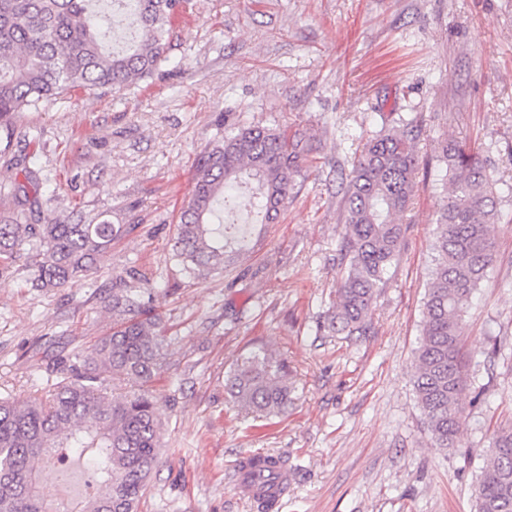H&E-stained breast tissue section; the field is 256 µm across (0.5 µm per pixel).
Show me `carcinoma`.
<instances>
[{"label": "carcinoma", "mask_w": 512, "mask_h": 512, "mask_svg": "<svg viewBox=\"0 0 512 512\" xmlns=\"http://www.w3.org/2000/svg\"><path fill=\"white\" fill-rule=\"evenodd\" d=\"M186 0H112V14L93 0H0V156L9 190L27 215L0 217V275L24 252L35 257L33 285L65 288L86 276L126 224H71L41 214L40 179L27 157L12 153L33 128L20 115L71 92H121L161 73L173 47L172 23ZM128 20L131 41L106 48L116 18ZM312 151L305 132L261 125L237 126L198 158L192 194L184 207L173 257L195 278L238 261L249 235L224 225L218 206L226 189L252 185L248 205L261 223L275 222L294 177ZM449 189L436 219L434 259L422 311V336L411 382L416 402L438 448L456 447L457 414L468 389L470 360L459 329L471 295L488 278L495 245L489 225L499 218L496 179L479 152L456 140L437 142ZM417 155L409 132H372L351 160L343 187L344 266L336 302L317 323L322 336H364L383 276L401 250L405 229L396 223L415 191ZM146 273L112 284L102 302L119 316L80 364L67 370L52 399H0V512H46L36 462H94L97 478L79 512H137L163 448V424L154 396L141 389L114 400L101 374L151 381L164 367L163 339L155 332L144 295ZM225 389L242 409L277 415L292 401L283 362L255 354L236 365ZM475 512H512V429L495 431L474 488Z\"/></svg>", "instance_id": "obj_1"}]
</instances>
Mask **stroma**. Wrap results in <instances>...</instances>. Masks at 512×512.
I'll list each match as a JSON object with an SVG mask.
<instances>
[{
	"instance_id": "stroma-1",
	"label": "stroma",
	"mask_w": 512,
	"mask_h": 512,
	"mask_svg": "<svg viewBox=\"0 0 512 512\" xmlns=\"http://www.w3.org/2000/svg\"><path fill=\"white\" fill-rule=\"evenodd\" d=\"M175 46L147 87L75 93L25 112L39 139L14 144L43 179L42 211L127 225L85 278L46 292L24 262L0 278V397L53 393L62 370L112 332L98 297L139 270L167 342L153 380L165 452L138 512H258L237 459L265 452L293 481L273 512H474L493 433L512 426V0H188ZM414 119L419 164L407 230L369 335L320 336L336 298L345 226L340 173L363 135ZM310 128L313 151L278 223L199 280L171 259L193 168L234 125ZM452 137L497 179L496 258L461 326L471 357L458 447H436L413 393L414 352L448 187L433 145ZM282 359L296 386L257 418L224 391L237 362ZM47 512L85 491L90 464L42 466Z\"/></svg>"
}]
</instances>
